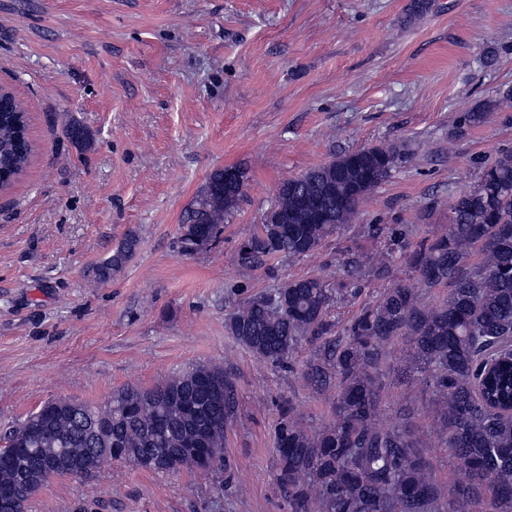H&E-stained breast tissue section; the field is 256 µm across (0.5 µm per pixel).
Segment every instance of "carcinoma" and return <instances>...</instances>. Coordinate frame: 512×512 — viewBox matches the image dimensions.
<instances>
[{"label": "carcinoma", "instance_id": "1", "mask_svg": "<svg viewBox=\"0 0 512 512\" xmlns=\"http://www.w3.org/2000/svg\"><path fill=\"white\" fill-rule=\"evenodd\" d=\"M28 109L13 90L0 99V189L11 187L35 152L28 136ZM483 109L459 119L458 132L479 125ZM70 142L83 150L91 134L75 121ZM393 144L351 150L284 182L257 233L242 242V265L263 257L300 258L318 250L355 218L361 202L403 161ZM245 182L229 189L224 170L207 178L185 213L179 253L210 248L224 221L239 207ZM130 234L96 267L109 281L133 256ZM481 257L470 260L474 247ZM429 288H448L435 306L393 276L380 258L375 273L390 285L375 305L350 323L346 339L334 336L330 311L342 282L331 288L319 277L293 278L248 299L231 312L233 336L262 361L292 367L301 342L315 355L301 370L317 388L336 389L335 418L317 432L297 425L292 406H281L276 438L278 480L291 512H458L465 498L482 512H512V369L484 380L486 366L512 356V151L485 166L476 184L453 201L448 230L403 256ZM405 338L420 371L441 397L440 435L466 482L445 495L407 414L380 418L381 380L376 362L383 347ZM234 404L233 384L217 365L199 366L152 388L124 387L103 405L71 398L47 401L14 427L6 448H44L53 464L31 465L21 478L0 469V485L11 490L6 508L24 512L27 502L54 475L87 476L102 455L142 466L145 457L164 459L165 471L190 466L198 445L223 460L224 427Z\"/></svg>", "mask_w": 512, "mask_h": 512}]
</instances>
